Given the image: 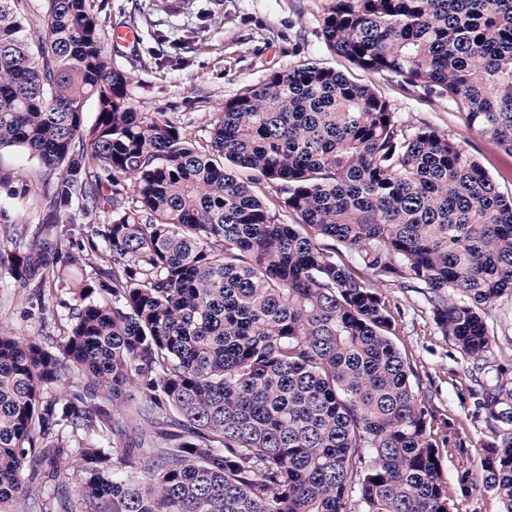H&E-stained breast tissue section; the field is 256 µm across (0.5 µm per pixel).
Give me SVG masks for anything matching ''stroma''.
Here are the masks:
<instances>
[{
  "label": "stroma",
  "mask_w": 512,
  "mask_h": 512,
  "mask_svg": "<svg viewBox=\"0 0 512 512\" xmlns=\"http://www.w3.org/2000/svg\"><path fill=\"white\" fill-rule=\"evenodd\" d=\"M158 2L109 0L100 16L105 35L125 26L140 33L134 49L112 55L113 65L129 78V97L137 111L167 113L184 133L200 141L225 100L272 72L312 62L375 88L407 124L448 134L476 157L501 193L512 195V155L471 129L458 105L403 88L390 76L358 69L326 47L321 36L324 0H185L171 12L161 11ZM0 171L29 189L22 199L0 191V209L9 222L37 223L45 190L43 169L21 150L6 148L0 150ZM11 248L0 232V333L23 342L63 335L73 294L62 291L44 307L15 288ZM380 288L400 312L399 346L413 361L438 412L453 422L471 452L496 441L498 430L479 412L474 391L479 383H494L496 366L512 369V294L486 310L494 340L481 371L440 334L422 294L389 281Z\"/></svg>",
  "instance_id": "stroma-1"
}]
</instances>
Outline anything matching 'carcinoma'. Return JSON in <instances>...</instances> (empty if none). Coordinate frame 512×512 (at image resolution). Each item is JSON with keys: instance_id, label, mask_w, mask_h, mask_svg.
I'll use <instances>...</instances> for the list:
<instances>
[{"instance_id": "carcinoma-1", "label": "carcinoma", "mask_w": 512, "mask_h": 512, "mask_svg": "<svg viewBox=\"0 0 512 512\" xmlns=\"http://www.w3.org/2000/svg\"><path fill=\"white\" fill-rule=\"evenodd\" d=\"M21 2L0 0V149L66 175L16 234L15 281L42 302L71 287L77 222L99 262L62 337L0 334V512H453L481 490L512 512V393L474 391L504 429L469 463L378 288L422 291L484 369V309L512 293V196L447 134L317 64L224 101L200 145L131 105L107 0H45L33 42ZM321 35L461 105L512 155V0H325ZM72 372L74 400L47 399ZM72 440L79 488L47 498L38 477L58 476ZM453 456L468 463L450 487Z\"/></svg>"}]
</instances>
